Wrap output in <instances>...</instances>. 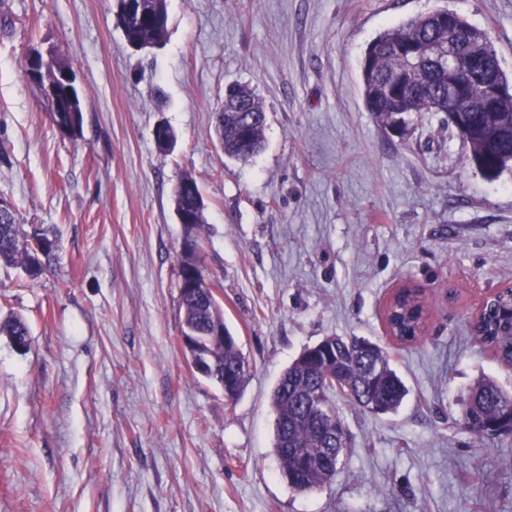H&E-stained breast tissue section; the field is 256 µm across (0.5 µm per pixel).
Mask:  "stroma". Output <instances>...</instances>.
Returning <instances> with one entry per match:
<instances>
[{
	"label": "stroma",
	"mask_w": 512,
	"mask_h": 512,
	"mask_svg": "<svg viewBox=\"0 0 512 512\" xmlns=\"http://www.w3.org/2000/svg\"><path fill=\"white\" fill-rule=\"evenodd\" d=\"M118 0H0V197L57 240L38 279L0 265V512H512V434L458 428L480 377L512 369L469 332L475 295L512 284V172L488 179L440 116L389 135L360 64L385 29L448 8L492 39L512 77V0H167L160 47L130 48ZM71 60L81 134L52 123L21 64ZM250 85L268 121L248 161L213 115ZM175 134L158 151L155 126ZM205 203V266L253 371L237 400L179 344L174 190ZM423 289L415 343L386 334L395 289ZM393 351L397 412L338 402L349 434L325 488L279 474L271 394L323 337ZM0 335H5L9 338L14 345L16 340H28V347H30L31 331L25 319L17 315H10L0 320ZM17 350H25L27 345L25 343L16 342L14 346Z\"/></svg>",
	"instance_id": "stroma-1"
}]
</instances>
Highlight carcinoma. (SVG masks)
<instances>
[{"label":"carcinoma","mask_w":512,"mask_h":512,"mask_svg":"<svg viewBox=\"0 0 512 512\" xmlns=\"http://www.w3.org/2000/svg\"><path fill=\"white\" fill-rule=\"evenodd\" d=\"M145 13L122 29L124 39L143 47L160 44L166 27L153 17L167 11L166 0H144ZM42 82L53 97L43 95L53 124L75 138L82 127V102L69 96L61 73L74 74L72 63L53 52L42 62ZM365 105L378 124L396 128L424 113L447 115L455 110L470 111L476 130L467 145L471 160L494 178L512 168V95L497 100L496 112L482 111L484 100L494 86L508 85L495 46L488 33L456 15L452 22L429 13L406 19L385 30L367 47L361 65ZM230 104L246 101L241 116L216 115V135L224 156L247 160L263 145L266 110L247 85L225 89ZM180 183L187 191L176 194L178 206L191 210L202 193L196 180L185 176ZM57 241L40 231L26 233L17 212L0 217V264L20 267L31 278L42 275ZM209 290L180 295L182 327L205 332L224 321V311L210 301ZM425 305L417 290L403 292L389 307L386 322L394 337L411 344L425 327ZM479 341L504 364H512V295L496 296L474 321ZM0 335L11 342L31 339L25 319L10 315L0 320ZM216 368L205 378L224 382L230 376L243 388L251 364L234 342L211 343ZM407 395L404 382L392 367L388 350L356 336H326L309 346L281 374L272 393L276 414L274 452L280 472L290 487L306 494L323 487L335 474L349 431L340 416L336 399L375 414L395 412ZM455 424L476 439L512 433V391L491 377L479 378L462 400V412Z\"/></svg>","instance_id":"carcinoma-1"}]
</instances>
